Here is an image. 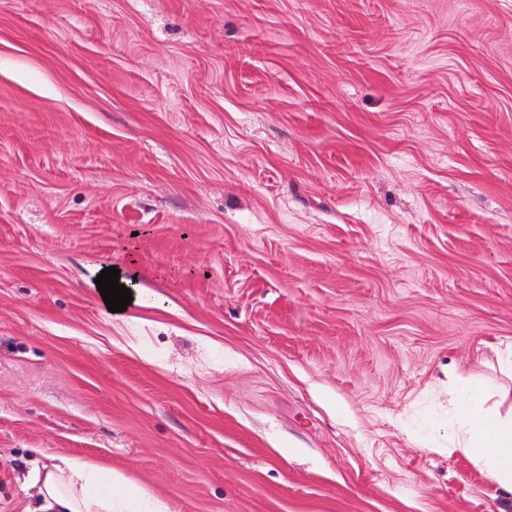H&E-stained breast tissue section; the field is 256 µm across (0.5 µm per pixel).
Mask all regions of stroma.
Segmentation results:
<instances>
[{"label": "stroma", "instance_id": "obj_1", "mask_svg": "<svg viewBox=\"0 0 512 512\" xmlns=\"http://www.w3.org/2000/svg\"><path fill=\"white\" fill-rule=\"evenodd\" d=\"M510 342L512 0H0V512H512ZM480 383L458 387L462 426L453 436L454 449L482 465L499 486L512 494V414L502 416L485 407ZM63 466L33 478L39 485L35 512H150L151 504L130 490L121 493L120 476L92 463L66 459Z\"/></svg>", "mask_w": 512, "mask_h": 512}]
</instances>
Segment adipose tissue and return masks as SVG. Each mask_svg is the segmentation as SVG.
<instances>
[{"mask_svg":"<svg viewBox=\"0 0 512 512\" xmlns=\"http://www.w3.org/2000/svg\"><path fill=\"white\" fill-rule=\"evenodd\" d=\"M486 391L472 383L457 390L462 421L453 436L455 449L482 465L499 486L512 494V414L485 406ZM38 512H151L141 495L121 490L117 473L92 463L68 459L46 473L35 474Z\"/></svg>","mask_w":512,"mask_h":512,"instance_id":"ef3b65f1","label":"adipose tissue"}]
</instances>
